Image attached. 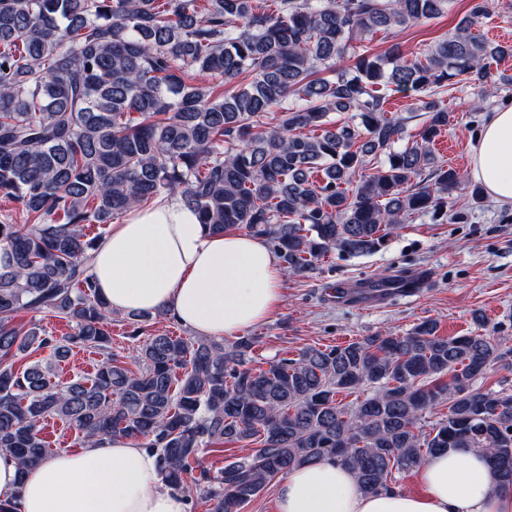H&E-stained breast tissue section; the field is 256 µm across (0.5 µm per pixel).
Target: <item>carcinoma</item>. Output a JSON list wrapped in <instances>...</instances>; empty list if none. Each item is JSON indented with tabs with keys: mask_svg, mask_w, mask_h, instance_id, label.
Masks as SVG:
<instances>
[{
	"mask_svg": "<svg viewBox=\"0 0 512 512\" xmlns=\"http://www.w3.org/2000/svg\"><path fill=\"white\" fill-rule=\"evenodd\" d=\"M449 3L0 0V196L26 215L0 216V450L16 457L20 479L48 456L42 431L58 418L86 444L142 442L169 486L199 491L210 512H240L277 475L320 462L351 470L366 494L390 492L395 474L450 448L482 451L512 488V393L477 386L508 359L503 343L438 336L426 320L263 368L255 336L224 345L139 326L135 371L112 353V311L90 274L102 235L86 227L167 193L214 234L267 239L292 274L335 251H376L413 215H447L448 194L465 186L432 150L450 122L448 86L463 77L485 96L486 60L512 55L469 32L492 0H473L454 33L413 59L397 44L375 54L365 43ZM198 73L219 82L202 86ZM390 86L415 93L413 111L424 113L411 142L385 109ZM21 311L74 332L18 326ZM31 348L57 359L86 348L100 360L59 384L50 359L15 368ZM372 385L351 404L336 399ZM436 405L448 413L426 432ZM229 442L253 453L214 475L202 469L189 487L200 453Z\"/></svg>",
	"mask_w": 512,
	"mask_h": 512,
	"instance_id": "1",
	"label": "carcinoma"
}]
</instances>
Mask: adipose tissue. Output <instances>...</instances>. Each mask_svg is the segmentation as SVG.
Instances as JSON below:
<instances>
[{"label": "adipose tissue", "mask_w": 512, "mask_h": 512, "mask_svg": "<svg viewBox=\"0 0 512 512\" xmlns=\"http://www.w3.org/2000/svg\"><path fill=\"white\" fill-rule=\"evenodd\" d=\"M470 172L490 199L512 205V107L495 112L471 147ZM92 277L112 311L169 312L193 333L221 340L267 319L284 300V269L264 238L210 233L181 195L134 207L98 246ZM423 493H362L352 472L329 463L290 471L277 512H512L473 448L433 454L419 467ZM0 503L12 512H189L186 495L165 483L155 453L105 436L62 449L19 481L17 462L0 450Z\"/></svg>", "instance_id": "ef3b65f1"}]
</instances>
